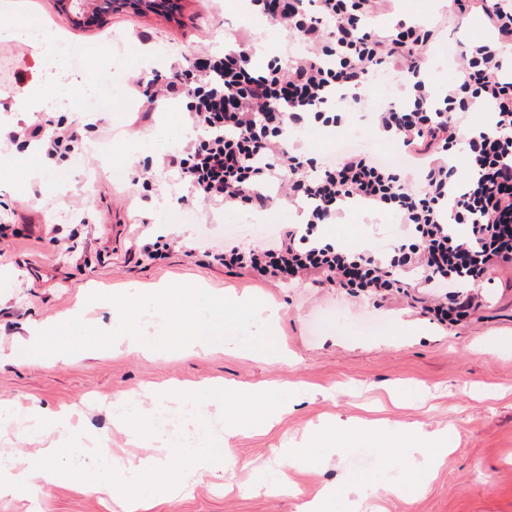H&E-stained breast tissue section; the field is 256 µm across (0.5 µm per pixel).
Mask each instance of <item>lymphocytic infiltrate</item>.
<instances>
[{"label": "lymphocytic infiltrate", "instance_id": "1", "mask_svg": "<svg viewBox=\"0 0 512 512\" xmlns=\"http://www.w3.org/2000/svg\"><path fill=\"white\" fill-rule=\"evenodd\" d=\"M251 2L309 55L289 66L274 57L258 67L243 41L187 65L172 62L141 93L143 117L180 101L199 131L165 161L187 189L181 203L262 209L271 201L264 192L270 184L305 203L304 228L270 233L253 247L225 240L211 250L212 259L227 270L288 285L329 282L382 300L406 293L433 323L459 324L479 308L485 276L512 265V65L494 50L512 46V0H448L456 16L480 10L493 41L459 44L460 73L441 91L422 70L434 30L401 20L379 35L371 20L381 0H316L313 15L304 0ZM382 69L406 78L409 94L371 120L411 156L428 158L419 185L356 146L321 160L290 151V126L340 123V108L363 103L369 78ZM477 100L489 120L470 127L466 116ZM34 141L55 162L82 149L78 131L59 122L10 130L0 150ZM459 152L467 159L463 174L451 162ZM349 202L395 211L410 230L408 241L387 254L327 242L319 226L336 221ZM406 273L415 275L417 292H409Z\"/></svg>", "mask_w": 512, "mask_h": 512}]
</instances>
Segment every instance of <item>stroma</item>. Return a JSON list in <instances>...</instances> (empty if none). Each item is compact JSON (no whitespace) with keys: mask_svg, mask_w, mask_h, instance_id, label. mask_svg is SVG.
<instances>
[{"mask_svg":"<svg viewBox=\"0 0 512 512\" xmlns=\"http://www.w3.org/2000/svg\"><path fill=\"white\" fill-rule=\"evenodd\" d=\"M428 2L423 18L437 26L438 36L435 52L426 58L427 78L439 90L455 65H440L437 49L460 40L483 41L489 33L479 14L458 20L439 0ZM26 15L90 49L81 71L65 76L68 95L36 113L39 123L49 119L80 128L90 122L82 99L106 69L135 103L140 94L129 86L130 76L150 79L173 60L223 51L239 36L290 63L307 53L285 30L268 33L244 21L232 0H180L165 13L124 8L83 23L74 22L58 0H0V127L5 129L22 121L13 110L22 95L10 83L13 71L25 72L30 85L46 78L31 46L8 36ZM101 122L107 135L85 134L83 151L62 162L46 161L34 147L0 153V225L16 231L0 242V403L75 408L74 425L137 458L144 448L112 425L114 402L151 408L148 390L172 380L278 387L265 405L272 427L248 424L229 440L220 408L202 407L190 416L182 405L168 404L177 418L172 431L149 420L166 446L227 443L252 468L199 481L172 499L154 500L145 512H295L323 486L383 480L405 483L408 495L372 502L366 512H512V266L486 276L479 288L481 308L449 330L403 297L375 303L328 284L288 286L229 271L212 262L207 250L231 231L243 246L255 245L267 225L246 224L239 210L201 203L188 206L184 223L162 220L164 212L178 209L181 187L161 162L196 135L182 109L168 106L144 122L133 106ZM147 162L154 164V176L142 184L140 169ZM59 170L69 174L61 192L54 187ZM318 232L348 248L379 251L401 241L405 228L394 213L363 208L344 212ZM159 235L176 241L166 257L140 256V247ZM173 284L204 286L232 300L249 296L273 308L274 350H253L229 339L212 353L163 349L147 358L121 349L45 366L19 349V340L29 339L36 327L59 325L79 308L87 325L118 329L122 317L115 296H146L152 287ZM341 421L359 426L367 440L334 452L310 449L293 475L297 495L234 491L255 469L275 478L279 449L301 445L312 431L336 429ZM402 425L448 437V458L428 479H421L404 448L388 446L393 429ZM63 464L69 480L42 487L35 500L1 489L0 512H124L121 502L81 484L84 458L67 457Z\"/></svg>","mask_w":512,"mask_h":512,"instance_id":"35a3bbf8","label":"stroma"}]
</instances>
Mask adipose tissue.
<instances>
[{
  "label": "adipose tissue",
  "instance_id": "adipose-tissue-1",
  "mask_svg": "<svg viewBox=\"0 0 512 512\" xmlns=\"http://www.w3.org/2000/svg\"><path fill=\"white\" fill-rule=\"evenodd\" d=\"M230 391L218 382L185 383L172 381L155 390L158 399L190 402L197 406L221 404ZM49 427L57 431L58 443L41 449L39 455L23 462H0V487L25 491L61 481L68 471L59 465L62 450L91 453L93 465L85 470L83 485L97 492L124 496L126 512H138L141 498L136 485L154 484L163 495L169 496L188 483L240 467L233 448H168L165 451L136 460L113 454L105 439H97L93 448H85L82 435L71 423L68 411L31 409L26 414H15L0 420V428L27 433L36 428Z\"/></svg>",
  "mask_w": 512,
  "mask_h": 512
}]
</instances>
